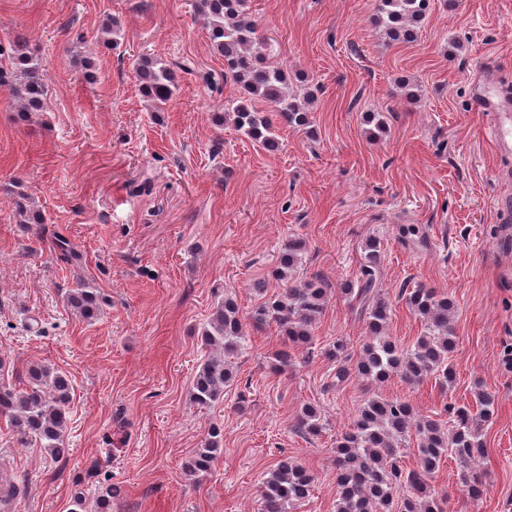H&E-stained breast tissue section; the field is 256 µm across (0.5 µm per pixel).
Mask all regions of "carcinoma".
Returning a JSON list of instances; mask_svg holds the SVG:
<instances>
[{
  "label": "carcinoma",
  "mask_w": 512,
  "mask_h": 512,
  "mask_svg": "<svg viewBox=\"0 0 512 512\" xmlns=\"http://www.w3.org/2000/svg\"><path fill=\"white\" fill-rule=\"evenodd\" d=\"M428 6L429 0H377L372 23L389 41L410 42ZM195 12L213 49L224 58V75L241 88V96L228 108L236 131L274 151L279 147L274 120L298 130L309 128V106L315 92L292 83L285 67L270 60L267 43L257 36L258 23L250 12L249 0H195ZM133 68L142 96L158 104L175 96L178 71L188 70L181 62L167 63L144 53L137 56ZM0 87L7 88L17 102L20 120L27 121L44 111L45 74L39 58L27 47L15 45L7 53V62H0ZM15 188L17 223L33 234L43 233L44 213L33 206L21 185ZM304 246L302 239L288 238L275 268L279 291L265 297L249 316L242 315L228 295L214 305L201 328L205 354L190 390L195 405L212 406L224 397V389L234 384V358L246 342L245 320L256 328L270 323L278 328L284 349L275 354L274 369L282 370L292 365L293 349L313 343V327L335 294L345 298L348 307L363 318L367 330L357 360H352L349 346L341 338L326 351L336 362V384L353 373L372 386L394 376L409 384L435 378L445 389L454 384L453 299L421 283L404 284L397 301L420 320L423 330L412 345L402 346L386 334L393 302L377 284L380 240H365L359 273L339 287L323 273L299 277ZM53 250L64 263L82 267V258L65 237L54 236ZM65 301L76 317L87 322L98 319L108 305L90 277L79 278ZM21 378L22 388L0 381V420L7 422L20 442L33 443L56 460L67 452L71 381L64 372L38 362L27 365ZM474 400L471 408L448 404V418L436 420L419 415L404 400L380 393L368 396L348 428L336 437L335 512H447L446 497L429 483L447 457L456 462L471 495L482 496L486 483L476 473V462L484 455L483 427L494 415L495 397L481 388L474 392ZM297 426L307 435H319L322 423L318 409L304 407ZM412 436L418 461L416 468L407 470L400 465V449ZM222 440L223 429L211 427L204 443L185 464V471L195 475L209 470L223 453ZM314 481L306 467L280 461L262 481V512H288L291 506L309 499Z\"/></svg>",
  "instance_id": "carcinoma-1"
}]
</instances>
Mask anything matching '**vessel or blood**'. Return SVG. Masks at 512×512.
<instances>
[{
    "instance_id": "1",
    "label": "vessel or blood",
    "mask_w": 512,
    "mask_h": 512,
    "mask_svg": "<svg viewBox=\"0 0 512 512\" xmlns=\"http://www.w3.org/2000/svg\"><path fill=\"white\" fill-rule=\"evenodd\" d=\"M471 99L490 118L489 136L497 153L512 157V77L492 66L483 68L471 87ZM498 209L503 215L499 245L506 250L512 248V198L501 197Z\"/></svg>"
}]
</instances>
